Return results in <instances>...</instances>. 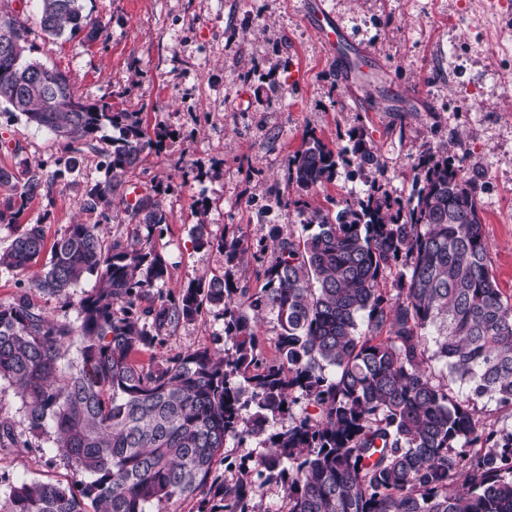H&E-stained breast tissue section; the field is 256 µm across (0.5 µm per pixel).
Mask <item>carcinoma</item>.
Here are the masks:
<instances>
[{
    "label": "carcinoma",
    "instance_id": "cac0c4a2",
    "mask_svg": "<svg viewBox=\"0 0 512 512\" xmlns=\"http://www.w3.org/2000/svg\"><path fill=\"white\" fill-rule=\"evenodd\" d=\"M41 2L49 37L103 31L82 0ZM28 34L0 12V104L72 151L105 128L118 131L85 207L124 200L125 173L158 141L137 113L90 103L62 72L25 59ZM339 159L379 166L361 131L342 152L311 135L292 157L288 179L307 236L299 245L269 228L273 257L259 290L239 285L245 238L214 236L201 220L195 241L224 254V272L145 308L143 297L167 276L152 243L166 223L154 195L125 203L128 221L149 231L135 243L107 242L98 225L77 223L48 248L42 225L20 219L73 158L53 172L0 167V187L11 190L0 196V224L17 228L0 267L20 276L49 253L41 276L0 303V381L22 401L21 420L0 419V447L44 435L80 477L74 486L16 483L0 512H153L197 495L207 512H261L272 482L282 488L277 512H512V427L488 431L475 417L484 399L512 410V301L489 270L477 186L453 156L429 153L416 164L414 197L373 185L333 213L313 204L312 191L335 177ZM392 267L391 293L380 279ZM86 276L95 288L75 324L30 298L36 290L67 299ZM218 306L232 343L224 355L200 348L163 365L137 361L171 328ZM264 315L279 328L271 360L259 348ZM300 396L317 415L269 431ZM250 437L263 438L265 453L218 474L226 440Z\"/></svg>",
    "mask_w": 512,
    "mask_h": 512
}]
</instances>
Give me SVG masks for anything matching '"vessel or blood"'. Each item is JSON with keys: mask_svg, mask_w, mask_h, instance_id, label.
<instances>
[{"mask_svg": "<svg viewBox=\"0 0 512 512\" xmlns=\"http://www.w3.org/2000/svg\"><path fill=\"white\" fill-rule=\"evenodd\" d=\"M310 18L324 47L335 60L340 80L346 91H354L360 85L355 71V61L371 58L368 44L358 42L335 22L326 8L325 0H311Z\"/></svg>", "mask_w": 512, "mask_h": 512, "instance_id": "1", "label": "vessel or blood"}]
</instances>
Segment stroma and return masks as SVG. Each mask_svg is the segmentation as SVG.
Segmentation results:
<instances>
[{
  "label": "stroma",
  "mask_w": 512,
  "mask_h": 512,
  "mask_svg": "<svg viewBox=\"0 0 512 512\" xmlns=\"http://www.w3.org/2000/svg\"><path fill=\"white\" fill-rule=\"evenodd\" d=\"M309 0H83L98 20V41L46 37L38 0H9L30 29L34 59L64 73L74 91L116 112L138 113L149 135L166 131L125 177V190L154 192L167 222L154 245L168 266L157 290L179 296L184 285L223 272L224 255L197 248L198 209L212 233L244 236L258 246L271 225L302 240L292 206L288 164L308 135L330 148L363 131L380 165L339 166L315 202L363 196L371 184L400 199L415 190L414 165L431 151L453 155L476 178L489 268L512 299V21L483 0H326L339 24L370 45L374 77L347 95L336 65L308 17ZM111 129L82 146L77 164L23 220L42 224L46 241L67 225H100L107 239L133 243L146 231L122 207L89 210L86 192L104 172ZM63 143L0 104V166L26 161L54 170ZM230 343L212 309L179 324L145 364L187 350L221 352ZM70 484L75 477L47 437L25 448H0V494L22 480Z\"/></svg>",
  "instance_id": "stroma-1"
}]
</instances>
